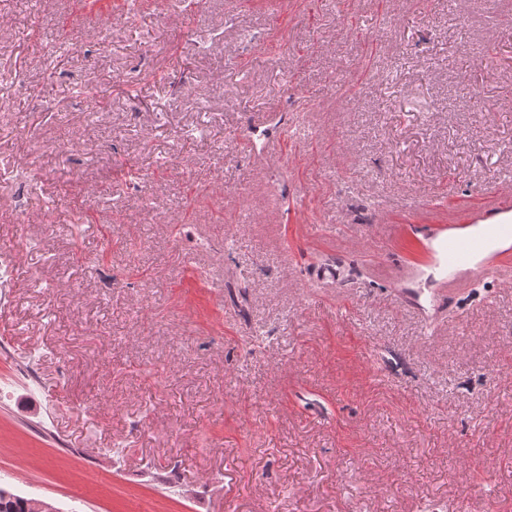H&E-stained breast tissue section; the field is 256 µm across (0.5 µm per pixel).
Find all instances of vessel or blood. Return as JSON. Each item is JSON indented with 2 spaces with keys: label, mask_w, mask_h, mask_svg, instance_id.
<instances>
[{
  "label": "vessel or blood",
  "mask_w": 512,
  "mask_h": 512,
  "mask_svg": "<svg viewBox=\"0 0 512 512\" xmlns=\"http://www.w3.org/2000/svg\"><path fill=\"white\" fill-rule=\"evenodd\" d=\"M436 283L449 291L484 279L512 243V203L491 197L462 219L436 227L429 238Z\"/></svg>",
  "instance_id": "b4317fda"
}]
</instances>
